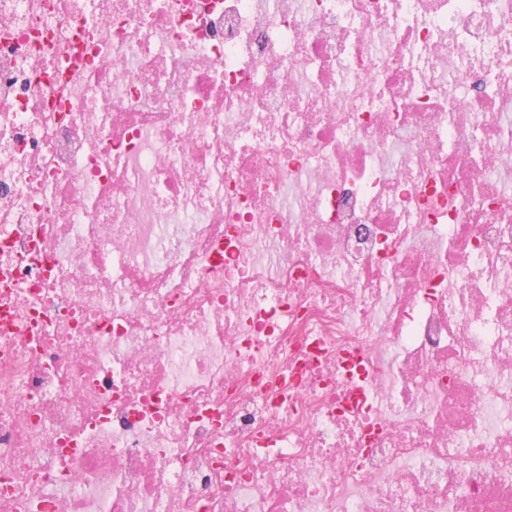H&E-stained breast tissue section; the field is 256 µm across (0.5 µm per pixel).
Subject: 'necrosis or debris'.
Listing matches in <instances>:
<instances>
[{
    "mask_svg": "<svg viewBox=\"0 0 512 512\" xmlns=\"http://www.w3.org/2000/svg\"><path fill=\"white\" fill-rule=\"evenodd\" d=\"M0 512H512V0H0Z\"/></svg>",
    "mask_w": 512,
    "mask_h": 512,
    "instance_id": "4bbe7bcc",
    "label": "necrosis or debris"
}]
</instances>
